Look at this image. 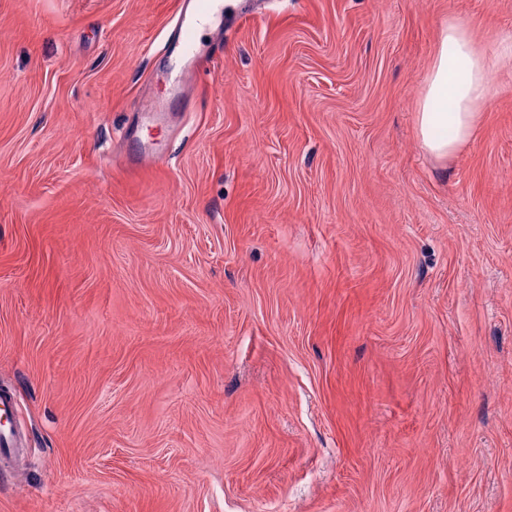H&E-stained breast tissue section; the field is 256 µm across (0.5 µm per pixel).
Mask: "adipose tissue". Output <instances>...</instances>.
I'll return each mask as SVG.
<instances>
[{"instance_id":"ef3b65f1","label":"adipose tissue","mask_w":512,"mask_h":512,"mask_svg":"<svg viewBox=\"0 0 512 512\" xmlns=\"http://www.w3.org/2000/svg\"><path fill=\"white\" fill-rule=\"evenodd\" d=\"M489 95L487 58L470 30L448 19L440 28L415 116L423 150L445 160L469 143Z\"/></svg>"}]
</instances>
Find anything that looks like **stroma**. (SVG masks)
<instances>
[{
	"mask_svg": "<svg viewBox=\"0 0 512 512\" xmlns=\"http://www.w3.org/2000/svg\"><path fill=\"white\" fill-rule=\"evenodd\" d=\"M182 2L0 0V512H512V0H230L177 94ZM490 95L488 60L470 30L454 18L443 23L415 116L429 155L448 160L469 143ZM14 414L15 405L10 395L0 396V450L2 451L16 448L18 445L17 433L11 425Z\"/></svg>",
	"mask_w": 512,
	"mask_h": 512,
	"instance_id": "stroma-1",
	"label": "stroma"
}]
</instances>
